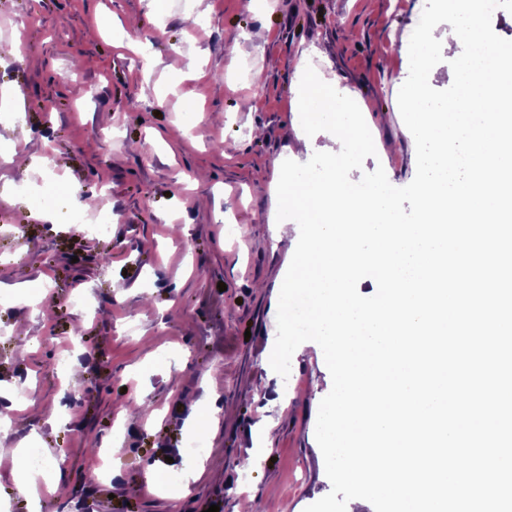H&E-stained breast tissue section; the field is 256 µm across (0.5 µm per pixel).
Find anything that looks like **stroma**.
Segmentation results:
<instances>
[{
	"mask_svg": "<svg viewBox=\"0 0 512 512\" xmlns=\"http://www.w3.org/2000/svg\"><path fill=\"white\" fill-rule=\"evenodd\" d=\"M425 2L168 0L159 14L148 0H0V88L17 95L0 153L52 159L0 162V442L55 461L41 512H304L330 492L315 438L323 352L302 343L285 378L269 363L291 262L273 240V187L299 139L315 153L332 138L300 125L309 66L350 88L372 134L351 179L380 166L394 186L413 180L397 97ZM144 83L156 96L140 97ZM51 181L86 201L29 222ZM95 210L113 216L105 233L89 229ZM135 396L146 413L118 419ZM106 448L108 477L87 484ZM191 463L203 471L188 495L147 488V469Z\"/></svg>",
	"mask_w": 512,
	"mask_h": 512,
	"instance_id": "stroma-1",
	"label": "stroma"
}]
</instances>
